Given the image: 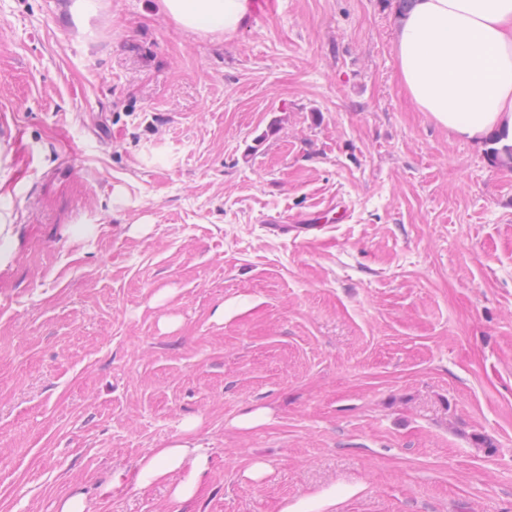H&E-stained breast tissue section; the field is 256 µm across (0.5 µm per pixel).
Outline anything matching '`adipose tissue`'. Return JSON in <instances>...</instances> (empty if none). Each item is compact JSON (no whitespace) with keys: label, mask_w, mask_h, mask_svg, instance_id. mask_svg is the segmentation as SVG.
<instances>
[{"label":"adipose tissue","mask_w":512,"mask_h":512,"mask_svg":"<svg viewBox=\"0 0 512 512\" xmlns=\"http://www.w3.org/2000/svg\"><path fill=\"white\" fill-rule=\"evenodd\" d=\"M158 12L194 32L233 39L252 21L251 0H158ZM400 83L417 111L458 138L512 145V0H413L395 23ZM151 449L139 486L168 484L185 501L203 487L209 457L192 434Z\"/></svg>","instance_id":"obj_1"}]
</instances>
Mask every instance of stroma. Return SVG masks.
<instances>
[{"label": "stroma", "instance_id": "1", "mask_svg": "<svg viewBox=\"0 0 512 512\" xmlns=\"http://www.w3.org/2000/svg\"><path fill=\"white\" fill-rule=\"evenodd\" d=\"M84 2L0 0V512H512V168L413 108L394 0ZM189 422L203 492L137 486ZM157 12L186 30L233 39L252 21L251 0H158Z\"/></svg>", "mask_w": 512, "mask_h": 512}]
</instances>
